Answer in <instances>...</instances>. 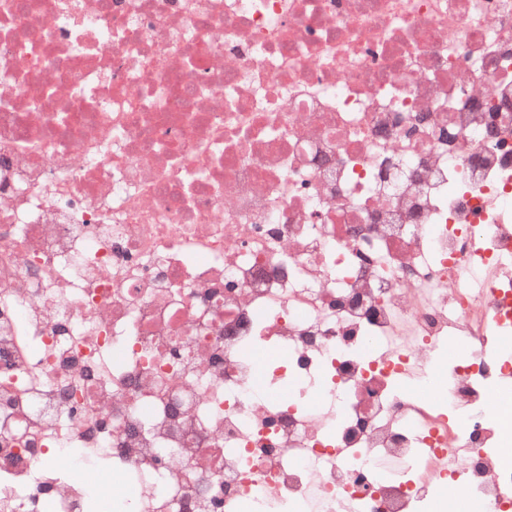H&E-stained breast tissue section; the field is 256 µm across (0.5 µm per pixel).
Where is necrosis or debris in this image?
Returning a JSON list of instances; mask_svg holds the SVG:
<instances>
[{
  "label": "necrosis or debris",
  "mask_w": 512,
  "mask_h": 512,
  "mask_svg": "<svg viewBox=\"0 0 512 512\" xmlns=\"http://www.w3.org/2000/svg\"><path fill=\"white\" fill-rule=\"evenodd\" d=\"M0 28V512H512V0Z\"/></svg>",
  "instance_id": "4bbe7bcc"
}]
</instances>
